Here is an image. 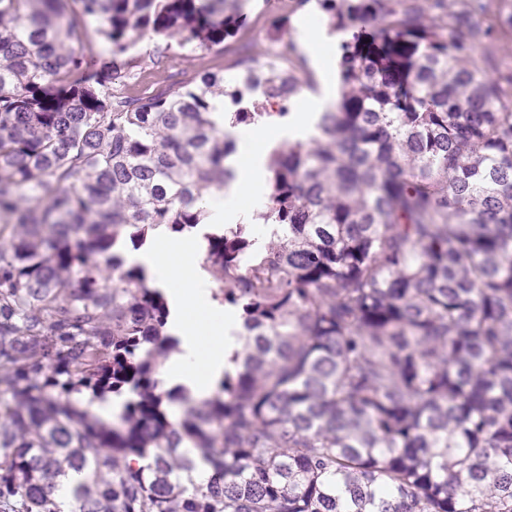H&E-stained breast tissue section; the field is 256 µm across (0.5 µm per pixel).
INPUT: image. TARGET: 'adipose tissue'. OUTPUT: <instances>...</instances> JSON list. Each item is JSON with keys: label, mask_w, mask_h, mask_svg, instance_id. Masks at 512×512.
I'll return each instance as SVG.
<instances>
[{"label": "adipose tissue", "mask_w": 512, "mask_h": 512, "mask_svg": "<svg viewBox=\"0 0 512 512\" xmlns=\"http://www.w3.org/2000/svg\"><path fill=\"white\" fill-rule=\"evenodd\" d=\"M332 36L323 28H312L304 35V45L315 65L326 77L323 100L300 101L292 112L281 135L289 140H304L311 134L319 112L336 95L332 76L336 60L321 54L322 46L331 44ZM237 143V153L229 160L234 178L224 189L214 191L205 205L216 224H234L245 209L242 199L254 204L265 201V161L270 146L259 130L247 127L230 128ZM130 262L144 265L151 287L162 289L170 304L168 331L179 341L178 347L159 368L163 388L184 387L195 400L211 396L230 364L227 355L241 348V328L212 298L214 284L202 268V254L189 242L173 243L165 229L155 233L151 249L131 252Z\"/></svg>", "instance_id": "obj_1"}]
</instances>
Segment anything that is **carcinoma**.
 Segmentation results:
<instances>
[{
    "label": "carcinoma",
    "instance_id": "1",
    "mask_svg": "<svg viewBox=\"0 0 512 512\" xmlns=\"http://www.w3.org/2000/svg\"><path fill=\"white\" fill-rule=\"evenodd\" d=\"M250 2L0 0V512H512V48L490 45L512 12L486 0H317L372 30L341 43L317 133L268 155L279 231L205 235L235 371L200 402L161 388L169 302L126 253L209 224L224 121L276 123L303 84L246 56L233 91L112 80L146 36L158 68L172 39L223 48Z\"/></svg>",
    "mask_w": 512,
    "mask_h": 512
}]
</instances>
